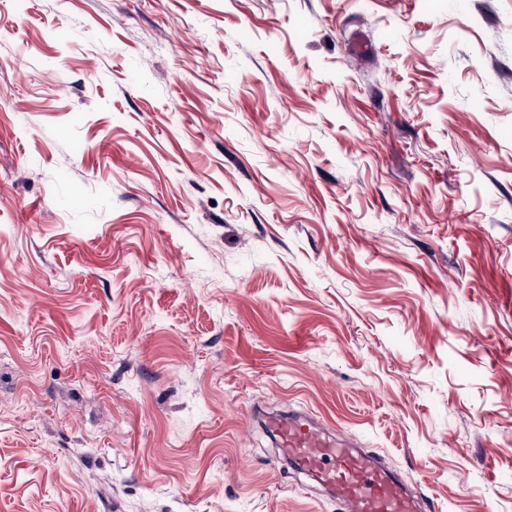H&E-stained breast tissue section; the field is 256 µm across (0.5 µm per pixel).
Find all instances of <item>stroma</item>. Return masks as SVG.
<instances>
[{
    "label": "stroma",
    "instance_id": "stroma-1",
    "mask_svg": "<svg viewBox=\"0 0 512 512\" xmlns=\"http://www.w3.org/2000/svg\"><path fill=\"white\" fill-rule=\"evenodd\" d=\"M300 407L512 512V0H0V512H339Z\"/></svg>",
    "mask_w": 512,
    "mask_h": 512
}]
</instances>
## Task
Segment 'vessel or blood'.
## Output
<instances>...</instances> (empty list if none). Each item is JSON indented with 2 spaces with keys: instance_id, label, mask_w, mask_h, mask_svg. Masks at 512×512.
<instances>
[{
  "instance_id": "obj_1",
  "label": "vessel or blood",
  "mask_w": 512,
  "mask_h": 512,
  "mask_svg": "<svg viewBox=\"0 0 512 512\" xmlns=\"http://www.w3.org/2000/svg\"><path fill=\"white\" fill-rule=\"evenodd\" d=\"M264 429L292 469L327 488L342 512H435L434 500L405 483L345 433H333L303 414H268Z\"/></svg>"
}]
</instances>
